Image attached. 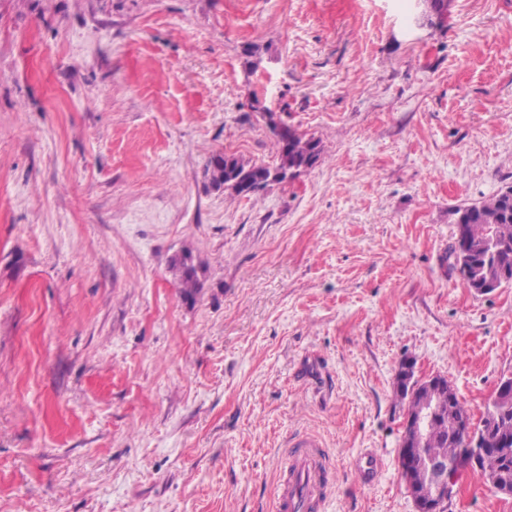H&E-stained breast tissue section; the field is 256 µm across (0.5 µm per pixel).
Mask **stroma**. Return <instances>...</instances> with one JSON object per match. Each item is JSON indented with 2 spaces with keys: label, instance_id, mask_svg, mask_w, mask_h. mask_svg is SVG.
<instances>
[{
  "label": "stroma",
  "instance_id": "obj_1",
  "mask_svg": "<svg viewBox=\"0 0 512 512\" xmlns=\"http://www.w3.org/2000/svg\"><path fill=\"white\" fill-rule=\"evenodd\" d=\"M274 120L316 166L208 189ZM510 186L512 0H0V512H271L304 435L327 512H416L395 371L475 418L512 374V283L448 257ZM445 512L512 497L467 473ZM171 268L178 277L181 291L185 298H195L199 288L196 269L190 261L189 256H182L171 260Z\"/></svg>",
  "mask_w": 512,
  "mask_h": 512
}]
</instances>
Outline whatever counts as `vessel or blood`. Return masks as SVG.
<instances>
[{
  "label": "vessel or blood",
  "mask_w": 512,
  "mask_h": 512,
  "mask_svg": "<svg viewBox=\"0 0 512 512\" xmlns=\"http://www.w3.org/2000/svg\"><path fill=\"white\" fill-rule=\"evenodd\" d=\"M284 480L274 503L275 512H323L333 476L325 456L311 440H302L281 460Z\"/></svg>",
  "instance_id": "1"
}]
</instances>
